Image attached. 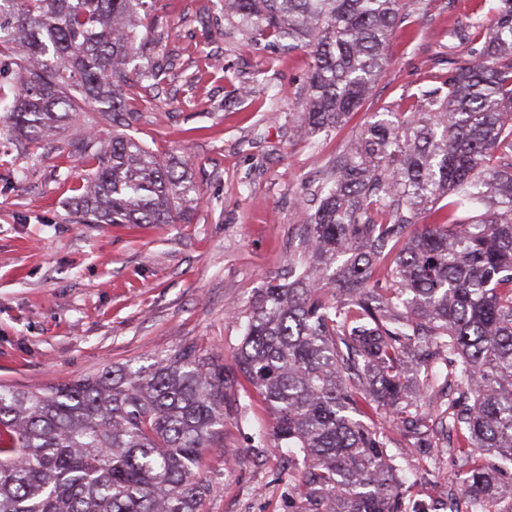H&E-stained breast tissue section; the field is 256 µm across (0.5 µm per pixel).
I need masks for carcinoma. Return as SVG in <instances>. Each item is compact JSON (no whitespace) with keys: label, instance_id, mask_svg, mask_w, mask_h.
<instances>
[{"label":"carcinoma","instance_id":"obj_1","mask_svg":"<svg viewBox=\"0 0 512 512\" xmlns=\"http://www.w3.org/2000/svg\"><path fill=\"white\" fill-rule=\"evenodd\" d=\"M417 0H224V21L311 59L296 111L310 135L346 124L387 66ZM482 38L461 28L444 88L411 112L373 113L336 155L301 225L291 281L260 289L237 348L277 446L307 470L311 512H399L388 434L465 452L451 512H499L487 459L512 463V0H489ZM146 0H0V54L22 47L7 132L22 148L72 120L77 97L112 123L81 149L75 212L88 224H175L187 170L120 132L140 65ZM445 370L435 367L436 361ZM224 367L191 348L35 390L0 383V512H205L201 450L224 426Z\"/></svg>","mask_w":512,"mask_h":512}]
</instances>
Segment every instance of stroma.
<instances>
[{
    "label": "stroma",
    "instance_id": "obj_1",
    "mask_svg": "<svg viewBox=\"0 0 512 512\" xmlns=\"http://www.w3.org/2000/svg\"><path fill=\"white\" fill-rule=\"evenodd\" d=\"M487 0H419L389 42V64L360 110L329 134L303 136L294 106L308 68L275 66L224 20V0H153L148 47L173 57L126 135L188 165L197 194L177 224H81L71 212L79 149L112 135L81 103L75 118L26 151L0 136V381L43 388L191 347L222 365L224 438L199 478L206 512H308L301 466L272 439V415L239 376L235 350L260 288L288 279L301 212L343 145L381 108L410 111L441 87L454 29L485 18ZM402 512H448L462 461L394 433Z\"/></svg>",
    "mask_w": 512,
    "mask_h": 512
}]
</instances>
